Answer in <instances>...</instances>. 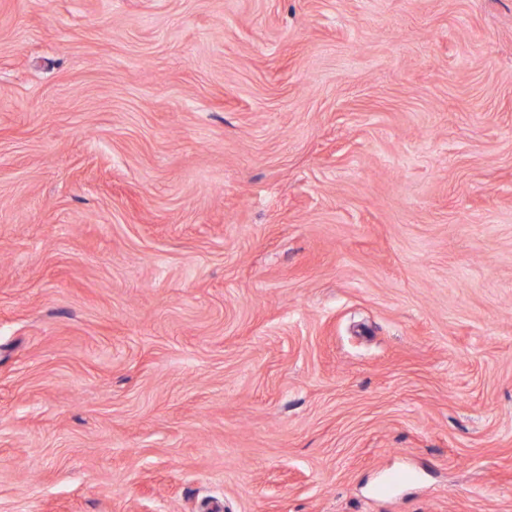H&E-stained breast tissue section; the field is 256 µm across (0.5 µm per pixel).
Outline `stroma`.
I'll use <instances>...</instances> for the list:
<instances>
[{
    "instance_id": "1",
    "label": "stroma",
    "mask_w": 512,
    "mask_h": 512,
    "mask_svg": "<svg viewBox=\"0 0 512 512\" xmlns=\"http://www.w3.org/2000/svg\"><path fill=\"white\" fill-rule=\"evenodd\" d=\"M0 512H512V0H0Z\"/></svg>"
}]
</instances>
